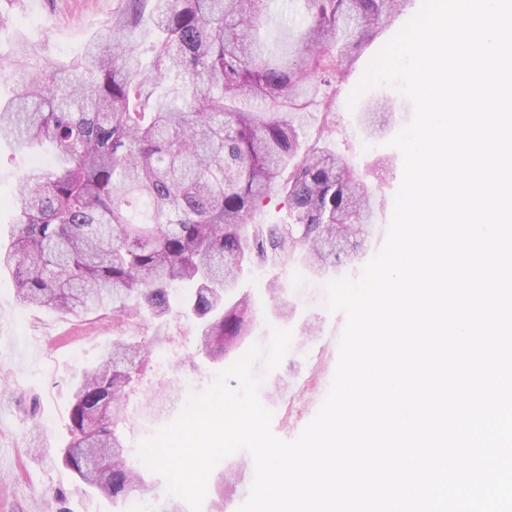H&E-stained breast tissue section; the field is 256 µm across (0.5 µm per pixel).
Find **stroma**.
<instances>
[{"instance_id":"stroma-1","label":"stroma","mask_w":512,"mask_h":512,"mask_svg":"<svg viewBox=\"0 0 512 512\" xmlns=\"http://www.w3.org/2000/svg\"><path fill=\"white\" fill-rule=\"evenodd\" d=\"M122 0H0V15L8 17L0 29V97L12 96L17 80L11 67L14 45L24 40L40 48L43 57L64 63L81 55L98 31L115 15ZM422 0H407L400 14L376 28L362 43L344 79L321 86L309 109L328 115L332 133L327 145L345 156L367 183L380 186L373 230L361 246L356 261L343 276L359 277L363 266L382 248L392 216L394 195L403 177V156L391 139L410 122L412 103L393 88L380 86L358 92L367 66L420 10ZM304 15L302 0H272L265 19L269 44L276 53L297 58ZM43 159L54 165L52 148L23 149L0 144V248L10 244L16 215L11 193L29 161ZM329 278L309 272L302 263L273 268L253 264L241 282L253 297L257 313L248 345L268 346L274 330L290 331V349L280 365L267 369L264 358L253 362L260 378L258 398L272 413L271 431L279 439H296L323 403L335 375L346 316L323 306ZM283 288V298L294 309L282 320L275 316L268 294L270 283ZM111 310L83 317H63L56 312L24 305L17 297L13 276L0 269V512H128L138 503L141 512H155L167 496L166 478L141 466L153 483L150 498L130 494L112 500L83 484L60 459L69 439L68 413L75 381L111 346L114 334ZM126 336L152 339L154 349L148 369L129 396L128 419L121 431L131 457H138L142 442L155 438L183 411L188 392L210 388L222 361L200 352L196 324L173 316L165 324L138 319L122 327ZM159 401L156 416H145V399ZM251 455L240 450L223 458L212 471L201 512H211L222 498L223 512H238L244 499L222 481L225 472L242 467L253 476Z\"/></svg>"}]
</instances>
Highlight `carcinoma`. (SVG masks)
Listing matches in <instances>:
<instances>
[{"instance_id": "obj_1", "label": "carcinoma", "mask_w": 512, "mask_h": 512, "mask_svg": "<svg viewBox=\"0 0 512 512\" xmlns=\"http://www.w3.org/2000/svg\"><path fill=\"white\" fill-rule=\"evenodd\" d=\"M269 0H124L80 58L58 65L17 43L16 95L0 102V140L49 142L56 170L32 169L11 204L17 232L0 266L20 301L65 315L112 308V323L170 314L197 325L219 361L250 333L239 283L248 266L300 259L315 274L351 264L371 232L376 188L350 162L301 135L320 85L344 77L353 50L407 0H303L300 63L264 32ZM145 60L127 42L146 9ZM273 196L285 218L254 222ZM192 291L175 297L174 286ZM119 336L81 372L63 461L114 499L148 486L120 427L149 358Z\"/></svg>"}]
</instances>
